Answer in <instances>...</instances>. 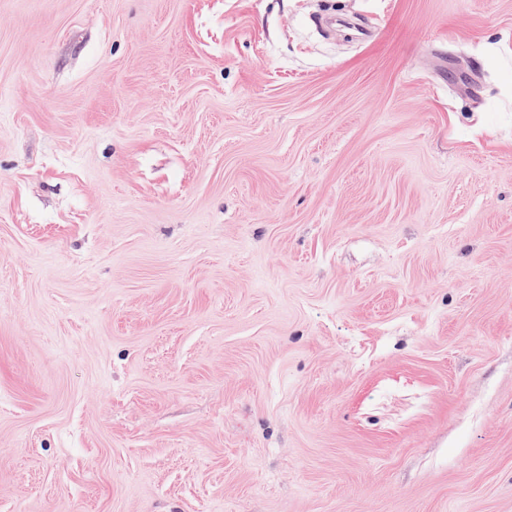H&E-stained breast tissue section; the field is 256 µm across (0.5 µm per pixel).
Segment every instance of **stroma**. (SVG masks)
I'll return each mask as SVG.
<instances>
[{
    "label": "stroma",
    "instance_id": "stroma-1",
    "mask_svg": "<svg viewBox=\"0 0 512 512\" xmlns=\"http://www.w3.org/2000/svg\"><path fill=\"white\" fill-rule=\"evenodd\" d=\"M0 512H512V0H0Z\"/></svg>",
    "mask_w": 512,
    "mask_h": 512
}]
</instances>
